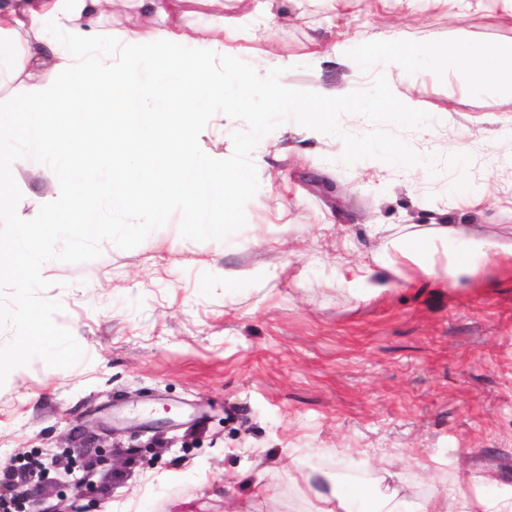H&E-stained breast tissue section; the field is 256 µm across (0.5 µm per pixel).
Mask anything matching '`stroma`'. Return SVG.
<instances>
[{
  "label": "stroma",
  "instance_id": "35a3bbf8",
  "mask_svg": "<svg viewBox=\"0 0 512 512\" xmlns=\"http://www.w3.org/2000/svg\"><path fill=\"white\" fill-rule=\"evenodd\" d=\"M137 27L126 47L148 78L167 51L203 57L210 41L260 73L283 68L285 86L317 93L347 84L367 90L384 73L404 104L429 113L430 132L387 125L417 153L473 157L471 193H454V172L422 178L363 159L341 163L342 141L294 121L253 153L259 189L247 223L224 240L182 238L178 218L137 247L103 242L99 258L46 262L45 296L56 322L84 351L60 370L35 358L0 386V482L39 456L112 454L82 499L48 471L44 505L61 512H314L305 476L354 462L368 486L380 481L417 502L468 473L470 497L512 496V256L451 286L401 266L402 288L363 297L341 281V243L362 256L393 254L373 224L418 234L465 214L482 196L478 223L512 243V96L468 86L454 70L403 63L411 46L461 42L510 54L512 0H174L142 21L136 0H112V29ZM188 31L167 46L157 36ZM338 46L340 60L312 53ZM27 50L0 38V115L21 119L16 77ZM243 121L214 115L199 137L217 158L233 152ZM0 173L14 194L0 206V243L18 225L45 218L47 200L79 196L110 168L92 152H35L0 134ZM428 470H420L418 461ZM299 478L288 479L289 463Z\"/></svg>",
  "mask_w": 512,
  "mask_h": 512
}]
</instances>
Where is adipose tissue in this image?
<instances>
[{
	"label": "adipose tissue",
	"instance_id": "1",
	"mask_svg": "<svg viewBox=\"0 0 512 512\" xmlns=\"http://www.w3.org/2000/svg\"><path fill=\"white\" fill-rule=\"evenodd\" d=\"M105 0H0V34L22 33L28 42L21 86L27 110L20 124L32 143L44 146L58 141L76 149L86 135L99 142L98 156L112 164V176L90 185L75 199L53 201L46 205L47 216L60 209L72 214L70 230L79 237H90L91 225L86 218L94 213L100 199H110L119 208L162 210L166 196L163 186L181 184L184 210L197 215L202 208L221 210V201L247 191L244 175L226 177L220 185L188 179L189 170L205 168L206 163L191 149L184 133L197 106L208 97L223 96V84L214 82L211 73L224 60V41L212 42V52L204 58L168 53L158 60V68L176 74L177 80L166 83L144 77L140 63L131 57L120 65L102 63L84 66L77 57L51 42L44 28L46 18H53L68 41L86 47L111 41L112 30L104 23ZM405 61H426L433 69L453 65L471 86H496L503 81L502 50L484 45H463L456 53L446 46H415L404 55ZM54 71L59 80L49 86L42 80L44 69ZM83 71L92 93L82 107L81 122H74L67 105L74 95L70 82L76 71ZM150 114V127L139 122L140 114ZM148 149L142 166L143 189L131 191L125 177V158L130 146ZM464 244V251L451 255L446 265L436 261L437 245L444 241ZM502 255H512V245L498 243L485 224H439L427 232L407 239L397 258L387 263L351 264L346 256L335 258L337 269L352 271L365 282L369 293L396 287L395 276L400 260L417 265L425 277L438 275L458 283L461 277H473L479 270ZM317 512H402L403 500L397 490L380 493L362 485L346 489L330 486L315 494ZM416 512H512V496L488 499L467 498L463 488L437 492L418 504Z\"/></svg>",
	"mask_w": 512,
	"mask_h": 512
}]
</instances>
